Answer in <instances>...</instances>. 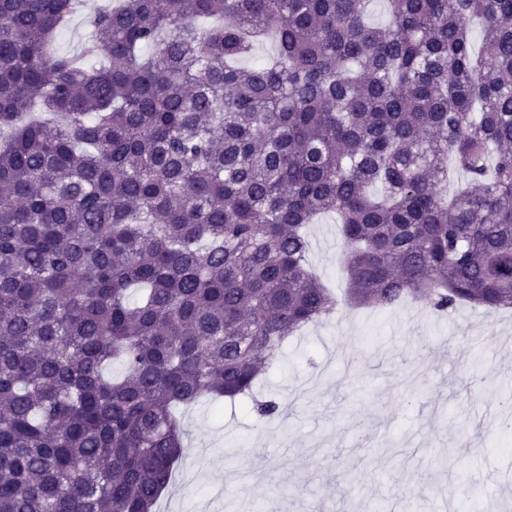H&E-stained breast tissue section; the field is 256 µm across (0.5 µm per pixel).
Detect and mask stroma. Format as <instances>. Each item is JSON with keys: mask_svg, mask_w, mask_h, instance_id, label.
Returning a JSON list of instances; mask_svg holds the SVG:
<instances>
[{"mask_svg": "<svg viewBox=\"0 0 512 512\" xmlns=\"http://www.w3.org/2000/svg\"><path fill=\"white\" fill-rule=\"evenodd\" d=\"M308 260L346 288L337 218L307 230ZM501 316L460 306L379 311L346 304L289 338L256 388L280 417L242 402L181 413L188 448L157 512H498L512 449L490 447L487 415L512 396ZM292 489L281 499L279 489Z\"/></svg>", "mask_w": 512, "mask_h": 512, "instance_id": "stroma-1", "label": "stroma"}]
</instances>
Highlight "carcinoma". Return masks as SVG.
<instances>
[{"label": "carcinoma", "mask_w": 512, "mask_h": 512, "mask_svg": "<svg viewBox=\"0 0 512 512\" xmlns=\"http://www.w3.org/2000/svg\"><path fill=\"white\" fill-rule=\"evenodd\" d=\"M71 2L0 0V512H155L175 408L335 313L320 214L358 303L512 309V0H122L79 59ZM309 240L308 260L328 288H333L338 297L346 288L342 267V242L336 215L321 217L307 230Z\"/></svg>", "instance_id": "carcinoma-1"}]
</instances>
